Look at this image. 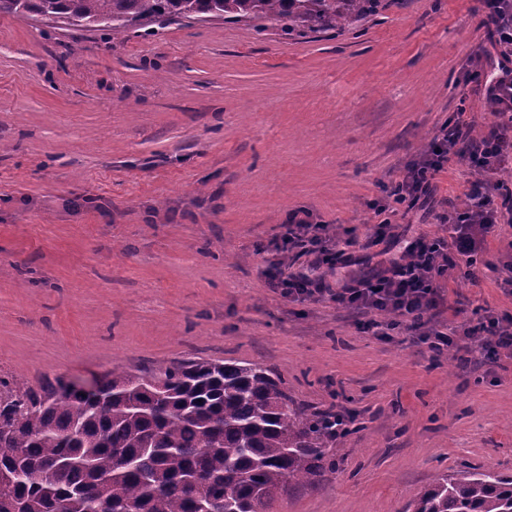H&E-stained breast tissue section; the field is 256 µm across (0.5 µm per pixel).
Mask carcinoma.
I'll list each match as a JSON object with an SVG mask.
<instances>
[{
  "label": "carcinoma",
  "instance_id": "carcinoma-1",
  "mask_svg": "<svg viewBox=\"0 0 512 512\" xmlns=\"http://www.w3.org/2000/svg\"><path fill=\"white\" fill-rule=\"evenodd\" d=\"M381 0H0V15L124 36L145 22L234 18L325 33ZM0 378V512H269L336 470L325 413L296 406L258 364L206 359L155 374L113 370L59 394ZM48 470L44 482L31 470ZM412 512H512V479L443 473Z\"/></svg>",
  "mask_w": 512,
  "mask_h": 512
}]
</instances>
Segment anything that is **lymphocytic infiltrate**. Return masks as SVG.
<instances>
[{
    "mask_svg": "<svg viewBox=\"0 0 512 512\" xmlns=\"http://www.w3.org/2000/svg\"><path fill=\"white\" fill-rule=\"evenodd\" d=\"M482 24L500 51L499 74L489 86L495 119L475 132L464 116L450 120L429 148L408 164L392 194L395 203L415 206L436 190L437 176L456 158L470 170L463 207L438 214L444 233L420 235L389 261L387 268L367 273L357 282L329 286L327 271L352 262L351 240H330L327 227L311 221L310 213L292 212L273 242L276 258L265 270L267 280L294 299L331 293L334 300L406 319L411 330L433 351L457 347L462 339H481L483 348L512 351V318L486 313L474 325L457 326L453 334L426 328L424 317L437 305L441 281L457 268L473 267L497 224L512 218V187L500 178L512 161V0H483ZM313 255L310 271L283 273L294 248Z\"/></svg>",
    "mask_w": 512,
    "mask_h": 512,
    "instance_id": "f902f5d3",
    "label": "lymphocytic infiltrate"
}]
</instances>
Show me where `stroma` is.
Here are the masks:
<instances>
[{
    "label": "stroma",
    "mask_w": 512,
    "mask_h": 512,
    "mask_svg": "<svg viewBox=\"0 0 512 512\" xmlns=\"http://www.w3.org/2000/svg\"><path fill=\"white\" fill-rule=\"evenodd\" d=\"M481 17V0H388L338 34L212 18L115 40L0 15V377L262 365L296 405L352 418L335 473L271 512H403L441 473L512 479V352L474 347L452 366L388 315L380 340L371 313L264 276L298 209L357 237L339 280L440 234L463 161L415 209L385 188L456 113L491 122ZM384 219L392 237L368 245ZM511 239L496 227L477 281L443 283L432 325L512 316Z\"/></svg>",
    "instance_id": "35a3bbf8"
}]
</instances>
